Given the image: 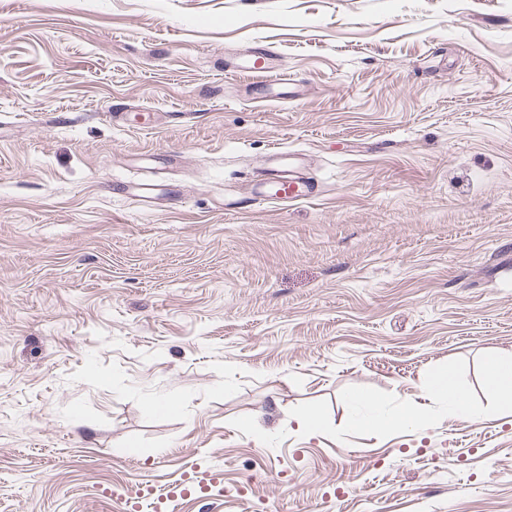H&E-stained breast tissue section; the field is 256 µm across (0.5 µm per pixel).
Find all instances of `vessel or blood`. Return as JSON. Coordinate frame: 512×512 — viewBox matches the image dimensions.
<instances>
[{
  "label": "vessel or blood",
  "mask_w": 512,
  "mask_h": 512,
  "mask_svg": "<svg viewBox=\"0 0 512 512\" xmlns=\"http://www.w3.org/2000/svg\"><path fill=\"white\" fill-rule=\"evenodd\" d=\"M242 70L252 76L263 89L264 102H273L284 96L293 97L299 93L297 84L277 74L271 62L269 50L258 51L254 60L244 64ZM271 158L274 162L273 167L253 174L250 180L249 196H225V211L237 212L258 203L310 200L319 195L318 183L305 177L298 170L292 160L291 152L276 150L272 152ZM220 482V469H197L182 482L170 486L164 493H157L154 487L148 486L145 487L143 494L156 498L158 512H173L175 504L180 500L192 496H204L210 488Z\"/></svg>",
  "instance_id": "1"
}]
</instances>
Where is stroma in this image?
<instances>
[{"mask_svg": "<svg viewBox=\"0 0 512 512\" xmlns=\"http://www.w3.org/2000/svg\"><path fill=\"white\" fill-rule=\"evenodd\" d=\"M263 47L298 100L236 74ZM276 149L320 195L225 212ZM487 347L512 0H0V512H124L200 466L223 482L175 512H512ZM446 366L479 419L430 401ZM358 393L431 418L353 429Z\"/></svg>", "mask_w": 512, "mask_h": 512, "instance_id": "35a3bbf8", "label": "stroma"}]
</instances>
